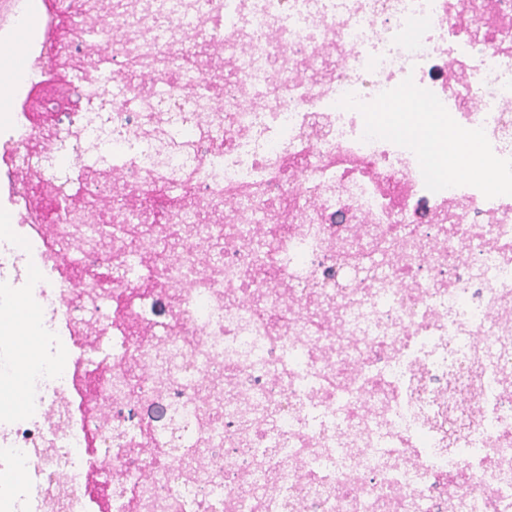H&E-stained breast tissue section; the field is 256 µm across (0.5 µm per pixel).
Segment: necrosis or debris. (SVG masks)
Here are the masks:
<instances>
[{
    "mask_svg": "<svg viewBox=\"0 0 512 512\" xmlns=\"http://www.w3.org/2000/svg\"><path fill=\"white\" fill-rule=\"evenodd\" d=\"M61 8L8 95L62 70L88 112L0 124V302L37 333L0 338V512H512V0ZM403 100L468 177L366 122ZM35 319L23 299L13 302L0 315V332L10 336L21 355L28 358L34 349Z\"/></svg>",
    "mask_w": 512,
    "mask_h": 512,
    "instance_id": "4bbe7bcc",
    "label": "necrosis or debris"
}]
</instances>
